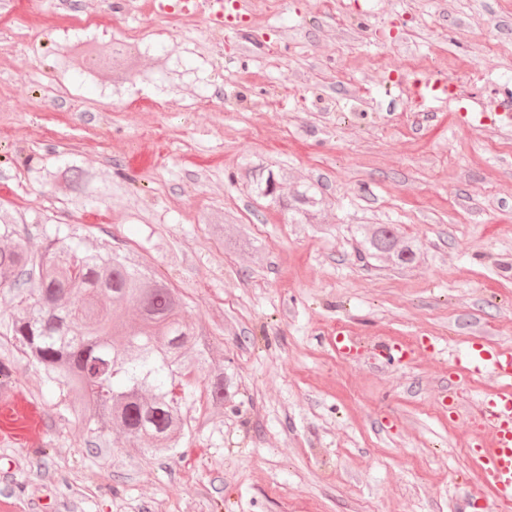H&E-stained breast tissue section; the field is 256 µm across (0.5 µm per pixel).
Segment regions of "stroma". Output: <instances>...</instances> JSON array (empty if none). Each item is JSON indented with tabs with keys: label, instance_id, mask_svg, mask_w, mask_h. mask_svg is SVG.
Here are the masks:
<instances>
[{
	"label": "stroma",
	"instance_id": "stroma-1",
	"mask_svg": "<svg viewBox=\"0 0 512 512\" xmlns=\"http://www.w3.org/2000/svg\"><path fill=\"white\" fill-rule=\"evenodd\" d=\"M149 0H0V202L130 251L189 301L233 386L193 378L166 455L96 433L16 349L17 286H0L8 386L44 416L39 446L0 443L16 512H504L473 456L492 371L449 385L471 340L512 348V0H278L241 24L176 28ZM148 36L122 91L57 63L60 47ZM447 98L418 101L425 69ZM480 112L482 122L459 116ZM74 157L111 184L75 204L44 172ZM325 214L265 207L268 170ZM247 228L261 258L213 235ZM390 224L420 259L359 250ZM358 337L352 356L338 335ZM413 345L381 362L375 341Z\"/></svg>",
	"mask_w": 512,
	"mask_h": 512
}]
</instances>
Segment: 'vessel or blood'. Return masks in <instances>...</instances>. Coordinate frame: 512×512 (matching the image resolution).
<instances>
[{"mask_svg":"<svg viewBox=\"0 0 512 512\" xmlns=\"http://www.w3.org/2000/svg\"><path fill=\"white\" fill-rule=\"evenodd\" d=\"M450 91L448 78L441 74L431 75L415 89L418 96L431 99L447 97ZM459 362L463 372L473 374L489 368L498 378V389L486 400L481 412L493 437L477 442L475 450L485 480L496 498L503 503H512V348L474 341L462 353ZM42 434L40 411L19 391L0 395L1 440L34 447Z\"/></svg>","mask_w":512,"mask_h":512,"instance_id":"b4317fda","label":"vessel or blood"}]
</instances>
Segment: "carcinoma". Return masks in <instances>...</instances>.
<instances>
[{"instance_id": "obj_1", "label": "carcinoma", "mask_w": 512, "mask_h": 512, "mask_svg": "<svg viewBox=\"0 0 512 512\" xmlns=\"http://www.w3.org/2000/svg\"><path fill=\"white\" fill-rule=\"evenodd\" d=\"M137 53L122 43L73 45L61 50L57 62L75 68L84 81L97 85L112 73V85L136 66ZM45 180L64 187L81 203L88 197L94 176L74 162L44 174ZM282 177L273 172L257 186L258 195L273 207H288L277 193ZM321 198L307 186L294 202L310 218L316 217ZM15 215L0 209V235L12 239L0 248V278L19 274L35 278L37 287L25 298L24 313L12 318L9 333L23 357L35 364L45 382L68 395L77 417L109 428L119 423L133 446L145 445L155 454L170 450L181 428V407L190 397V376L207 373L212 364L209 343L183 314L184 303L175 289L157 279L133 257L81 247L73 232L61 226L42 228L43 252L14 237ZM214 235L233 252L259 255L262 245L247 231L224 235L215 224ZM361 246L370 257L397 264L416 260L413 240L399 239L387 224L361 229ZM137 307L139 327L128 330L124 306ZM228 389L224 374L207 386L211 404L224 405Z\"/></svg>"}]
</instances>
